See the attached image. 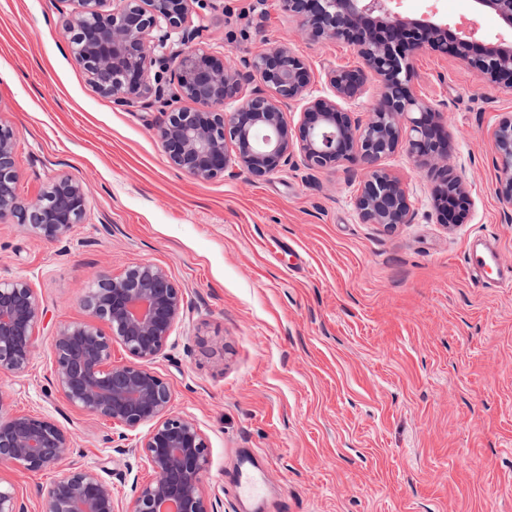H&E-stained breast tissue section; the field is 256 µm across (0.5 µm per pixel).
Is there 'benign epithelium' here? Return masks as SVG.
<instances>
[{
    "instance_id": "benign-epithelium-1",
    "label": "benign epithelium",
    "mask_w": 512,
    "mask_h": 512,
    "mask_svg": "<svg viewBox=\"0 0 512 512\" xmlns=\"http://www.w3.org/2000/svg\"><path fill=\"white\" fill-rule=\"evenodd\" d=\"M68 23L72 50L90 79L128 105L154 96L183 100L157 130L169 163L198 181L239 169L253 178L277 172L298 157L309 168L344 165L367 170L354 196L364 224H409L408 193L383 161L407 147L419 166L438 171L433 187L439 223H463L471 195L449 169L448 126L442 113L420 99L411 83V59L431 49L480 71L487 81L512 88V43L482 44L458 36L430 18L391 13L387 0H280L300 30L341 42L360 59L315 77L287 43L269 47L245 69L224 54L183 45L200 36L190 24L197 0H76ZM112 10H105L107 3ZM512 28V0H475ZM159 73L152 74L153 68ZM374 84L378 102L362 120L356 105ZM299 113L296 123L288 113ZM497 194L512 211V118L494 130ZM16 135L0 119V218L12 215L41 238L56 242L83 222L85 186L62 175L34 201L16 193ZM88 316L64 323L54 342L53 387L78 411L105 418L127 433L148 427L130 452L152 471L134 478L125 511L112 490L111 472L70 468L40 489L37 512H216L201 474L208 446L200 427L172 410L169 385L149 364L163 355L183 317L184 296L165 269L139 263L104 273L84 303ZM40 318L35 289L23 279L0 280V373L21 376L32 364ZM127 358L112 361L114 345ZM73 448L71 433L54 420L12 412L0 397V468L56 470ZM0 512H30L15 485L0 477Z\"/></svg>"
}]
</instances>
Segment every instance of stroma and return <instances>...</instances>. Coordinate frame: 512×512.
Masks as SVG:
<instances>
[{"label":"stroma","mask_w":512,"mask_h":512,"mask_svg":"<svg viewBox=\"0 0 512 512\" xmlns=\"http://www.w3.org/2000/svg\"><path fill=\"white\" fill-rule=\"evenodd\" d=\"M392 13L431 14L484 43L512 30L473 0H388ZM73 0H0V119L16 133L17 194L30 200L58 176L88 188L84 223L50 243L0 219V279H24L42 312L30 372L0 373L7 409L71 432V467L111 469L130 503L110 421L71 408L51 383L54 337L85 318L105 271L163 267L184 295V318L150 368L173 411L204 432L202 474L217 512H243L233 475L243 454L266 493L254 512H512V285L483 287L469 243L494 240L512 266V216L497 198L492 135L512 115V91L426 50L413 83L448 125V165L473 204L465 223L436 220L434 174L406 149L384 165L406 184L415 218L362 223L358 182L300 159L266 177L200 182L174 169L157 137L163 103L102 95L75 59L65 20ZM197 43L244 68L287 42L326 91V74L360 59L303 33L278 0H198Z\"/></svg>","instance_id":"obj_1"}]
</instances>
